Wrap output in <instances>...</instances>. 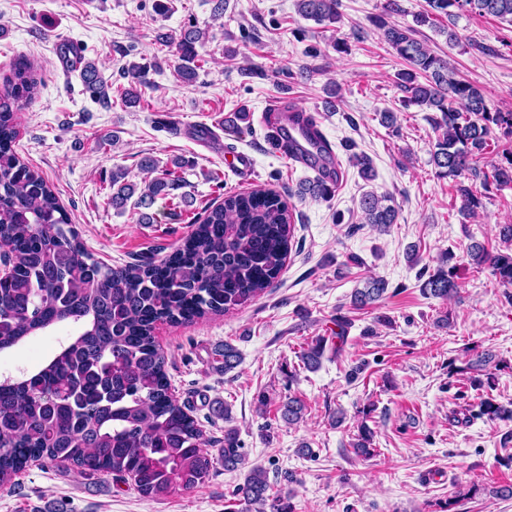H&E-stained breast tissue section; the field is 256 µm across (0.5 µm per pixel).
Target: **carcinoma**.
I'll return each instance as SVG.
<instances>
[{
	"label": "carcinoma",
	"instance_id": "cac0c4a2",
	"mask_svg": "<svg viewBox=\"0 0 512 512\" xmlns=\"http://www.w3.org/2000/svg\"><path fill=\"white\" fill-rule=\"evenodd\" d=\"M428 9L416 23L426 25L437 15L470 11L512 21V0H427ZM340 0H298V12L323 27L340 21ZM384 42L408 65L398 73L404 106L432 112L429 121L438 137L432 161L440 178L456 182L463 208L475 213L482 198L512 184V153L505 162L479 169L494 129L512 137V112L489 108L482 91L446 59L416 38L413 27L378 19ZM206 32L191 26L177 36L162 37L180 78L197 79L198 47ZM149 68L127 69L128 87L121 93L127 107L138 105L149 86ZM39 85L35 65L19 61L0 86V253L12 266L0 279V351L61 325L76 334L43 367L19 378L0 380V487L13 482L30 463L41 460L72 468L80 475L97 473L131 480L147 498L202 486L212 462L206 446L214 440L179 404L156 342L163 323H192L222 315L264 293L285 265L294 233L293 212L282 196L268 188L224 194L190 221L192 230L181 245L156 261L109 266L86 252L70 218L44 176L19 159L18 112L34 98ZM83 86L102 103L110 100L108 80L97 65L84 67ZM140 167L155 174L143 188L112 172L108 202L123 209L132 197L146 207L175 189V171L158 169L145 158ZM472 184H465V181ZM480 182L481 190L473 188ZM325 180H309L300 195L326 198ZM361 210L367 224L387 228L395 208L386 196L366 194ZM504 248L490 252L476 243L468 248L471 264L490 269L504 288L512 287V224L498 225ZM450 253L439 265L423 267L419 278L424 295L446 300L457 293L458 268ZM387 290L382 279H369L351 293V306L362 309ZM338 353L324 336L301 354L307 369L321 363L326 350ZM493 354L477 352L467 368L486 373L471 376L477 389L494 383L486 371ZM304 405L288 398L279 407L288 425L302 419ZM483 414L489 420H512V408L488 398ZM234 429L224 431V469L244 462ZM272 490L267 473L250 470L236 491L240 512H290Z\"/></svg>",
	"mask_w": 512,
	"mask_h": 512
}]
</instances>
